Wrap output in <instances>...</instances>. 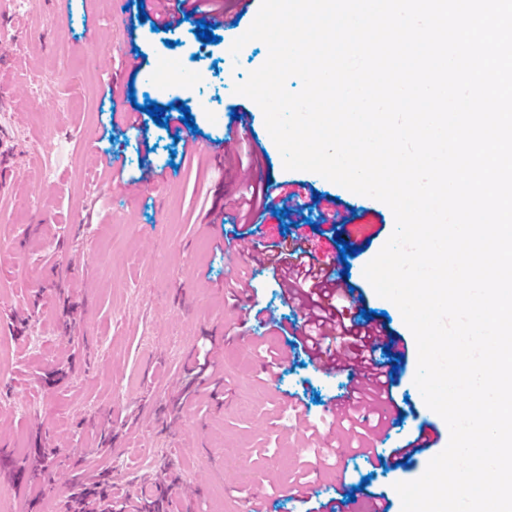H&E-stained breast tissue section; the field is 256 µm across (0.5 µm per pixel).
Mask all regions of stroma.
I'll return each mask as SVG.
<instances>
[{"label":"stroma","mask_w":512,"mask_h":512,"mask_svg":"<svg viewBox=\"0 0 512 512\" xmlns=\"http://www.w3.org/2000/svg\"><path fill=\"white\" fill-rule=\"evenodd\" d=\"M0 0V507L5 512H78L68 506L75 476L103 480L114 512H138L143 495L165 490L164 512H244L261 494L266 512H306L292 490L308 475L318 502L355 486L385 494L401 512L394 485L418 479L449 441L448 426L414 383L415 338L399 308L379 297L365 266L392 235L383 202L321 175L288 170L261 108L235 84L266 61L268 48L235 39L247 13L219 43L186 24L177 46L154 30L152 0ZM69 44L68 55L56 51ZM139 48L128 60L126 45ZM58 77L36 97L32 76ZM134 87L137 104L185 102L200 137L223 141L231 114L250 116L241 161L206 149L185 154L169 129L141 114L113 124L116 88ZM54 144L42 155L43 142ZM122 155L124 167L109 166ZM164 178L152 183L155 171ZM336 199L364 224L359 250L330 275L386 312V329L405 347L395 372L399 413L384 448L436 428L437 444L403 470L383 473L353 456V443L328 409L346 387L344 371L325 373L286 336L253 344L239 327L230 285L248 283L254 304L285 325L301 326L272 268L242 257L225 263L219 245L249 248L253 227L234 223V200L267 180ZM280 354L275 377L262 372L267 349ZM303 397V422L288 418ZM52 448L45 474L24 461ZM154 449L143 462L139 449Z\"/></svg>","instance_id":"stroma-1"}]
</instances>
